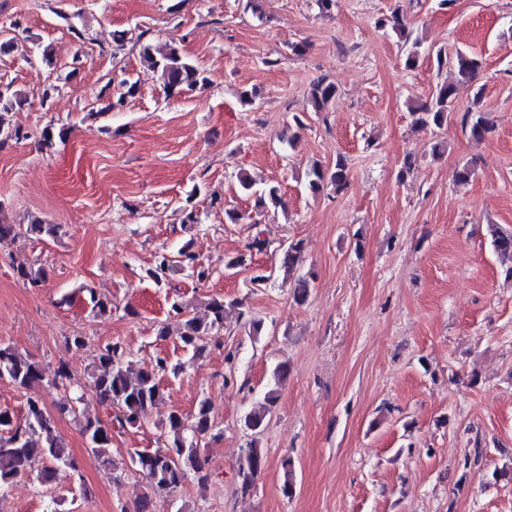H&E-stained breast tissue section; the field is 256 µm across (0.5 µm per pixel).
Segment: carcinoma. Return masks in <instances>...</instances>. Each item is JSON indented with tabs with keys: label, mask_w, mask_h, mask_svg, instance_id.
<instances>
[{
	"label": "carcinoma",
	"mask_w": 512,
	"mask_h": 512,
	"mask_svg": "<svg viewBox=\"0 0 512 512\" xmlns=\"http://www.w3.org/2000/svg\"><path fill=\"white\" fill-rule=\"evenodd\" d=\"M140 56L147 65L160 74L163 90L170 98L193 91L208 82V77L194 61L182 54L174 43L154 45L143 42ZM438 69L450 64L456 70V82L443 83L431 100L416 107V122L423 127L442 126L448 119V103L452 101L457 85L472 82L482 65L473 55L456 54L453 61L440 49L435 53ZM136 85L122 83L118 92L107 106L97 111L104 115L122 108L127 100L135 96ZM336 86L324 79L312 84L311 99L315 111L321 112L336 97ZM25 101L22 93L12 84H0V137L7 140L23 139L25 135L7 122V114L21 106ZM462 122L474 137H481L489 130V120L481 111L471 110L463 114ZM308 185L316 193L332 187L341 190L348 181V169L342 158H337L333 167L327 168L318 163L311 165L308 171ZM240 190L257 197L260 206H283L279 188L267 185L255 187V182L246 175L238 177ZM56 224H5L0 222V244L13 241L21 236H55ZM491 245L503 263H510L506 275L512 277V229L497 224L489 226ZM191 245L185 244L179 251V260L174 261L164 255L151 276L162 277L172 267L187 270L197 279L203 280L210 275V269L196 262L190 252ZM303 261V245L292 241L284 249L283 266L293 271ZM87 294L90 311L96 317L112 315V299L97 295L91 288H82ZM238 307L240 302L229 303L222 297H213L204 303V312L182 304H173L175 321L163 322L158 326L155 336L158 340L175 339L181 348L193 357H199L207 350L211 336L224 329V316L227 307ZM184 362H170L158 357L152 366L143 368L139 361L118 342L99 345L91 352L90 362L84 368L83 377H78L68 364L60 363L53 377L48 378L41 364L30 356L18 351L9 344L0 343V380L11 382L25 392L40 385H48L69 393V399L57 405L60 416H70L78 423L80 432L86 437L90 453L102 465L112 462V421L120 427L138 429L147 420L149 412L164 398L161 379L164 376L178 377L183 372ZM93 397L108 410L115 409V419H102L86 413L81 405L85 398ZM275 390L270 389L264 396V403L248 412L242 419L245 430L254 435L246 443V449L240 451L238 475L242 495L251 493L258 474L266 465V454L257 443L255 435L264 430L265 422L272 407L276 404ZM163 446L154 451L135 450L129 453L130 468L143 475L149 489L138 495L137 512H149L152 497L175 491L189 480L204 486L208 483L205 448L220 437L211 415L209 399H201L194 412L184 414L178 410L169 413L162 425ZM42 459L51 463L37 474V482L46 485L52 481L54 467L76 468L74 458L64 439L58 433L55 417L45 408L37 397L27 396L25 410L17 415L13 410L0 406V489L31 476L32 463Z\"/></svg>",
	"instance_id": "obj_1"
}]
</instances>
